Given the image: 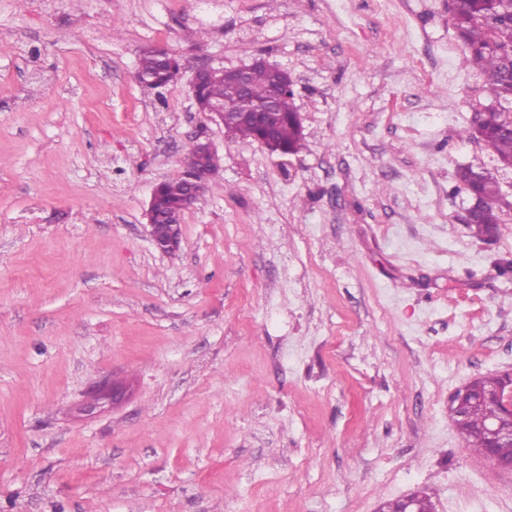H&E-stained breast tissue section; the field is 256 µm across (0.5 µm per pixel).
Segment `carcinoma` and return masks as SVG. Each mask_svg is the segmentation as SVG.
<instances>
[{"instance_id":"1","label":"carcinoma","mask_w":512,"mask_h":512,"mask_svg":"<svg viewBox=\"0 0 512 512\" xmlns=\"http://www.w3.org/2000/svg\"><path fill=\"white\" fill-rule=\"evenodd\" d=\"M457 37L463 47L465 62L475 66L486 78L488 102L479 103L465 135L483 142L500 163L512 167V0H451L448 4ZM181 67L179 59L173 61ZM170 61L152 51H145L139 60L137 73L165 79ZM285 72L272 66L253 69L248 88L249 98L259 100L284 78ZM227 85L224 69L214 68L198 88V99L204 105L224 101ZM276 137L288 152L295 154L303 148V135L290 122L279 125ZM457 180L469 196L478 200L470 230L477 238L489 226L500 224V189L487 172H478L470 166L460 167ZM184 183L176 174L159 184L156 203L157 224H175L181 216L184 201ZM498 385L495 375L481 376L468 386L472 402L466 417L453 420L465 447L486 454V428L498 421L508 424L500 411L485 403L480 396Z\"/></svg>"}]
</instances>
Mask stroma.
<instances>
[{
    "instance_id": "1",
    "label": "stroma",
    "mask_w": 512,
    "mask_h": 512,
    "mask_svg": "<svg viewBox=\"0 0 512 512\" xmlns=\"http://www.w3.org/2000/svg\"><path fill=\"white\" fill-rule=\"evenodd\" d=\"M148 47L183 63L159 92ZM255 56L294 81L298 154L189 93ZM483 84L448 0H0V512H512L448 415L512 369ZM197 137L221 168L162 254L147 203ZM469 165L501 187L490 242ZM104 383L124 398L85 414ZM154 51L156 54L149 50L142 53V57L139 60L137 73L143 75L138 76L137 74H135L136 81L146 87L148 85L154 84L153 79H150L147 76H150L151 78H158L160 80H164L166 71L169 68L170 64L169 61L164 58L168 57L169 55H172V53H169L168 51L161 49H154ZM208 113L212 115L219 124L223 125L224 135L227 137H231L233 129L240 121L247 117L246 113L232 111L230 105L225 103L216 106L212 112ZM234 137L240 139H253L254 129L252 125L249 122L238 125L235 130Z\"/></svg>"
}]
</instances>
